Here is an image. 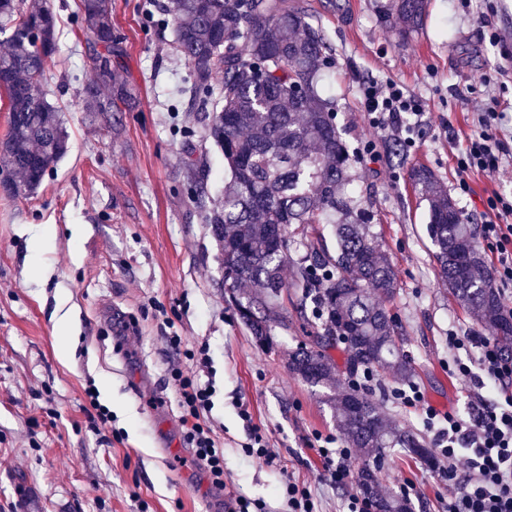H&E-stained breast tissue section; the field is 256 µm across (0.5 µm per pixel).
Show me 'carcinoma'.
Returning <instances> with one entry per match:
<instances>
[{
  "label": "carcinoma",
  "instance_id": "obj_1",
  "mask_svg": "<svg viewBox=\"0 0 512 512\" xmlns=\"http://www.w3.org/2000/svg\"><path fill=\"white\" fill-rule=\"evenodd\" d=\"M429 0H394L389 11L403 33L422 25ZM176 52L191 68L188 88L204 130L224 156L222 196L209 195V170L186 165L196 207L204 213L224 268L228 302L263 347L288 326L280 299L293 288L308 343L288 356L292 374L330 390L336 421L351 448L378 462L385 448H402L427 463L433 457L409 431L387 423L368 393L342 385L330 351L344 356L346 379L386 369L401 379L410 365L395 345L398 326L387 302L399 293L394 266L383 251L371 215L358 207L355 159L336 125V98L324 93L328 46L297 0H167ZM80 26L94 78L78 91L88 112H119L135 93L120 81L121 50L112 36L109 0H80ZM0 85L9 103V131L0 140V184L10 195L29 194L68 152L60 109L41 80L58 52L52 0H0ZM412 178L428 203L427 233L439 276L470 314L488 327L512 358V312L505 311L492 272L455 201L431 172ZM309 224H331L336 251L312 244L290 260ZM294 281L282 276L288 262ZM318 311L312 324L307 308ZM377 512H412L408 499L378 501Z\"/></svg>",
  "mask_w": 512,
  "mask_h": 512
}]
</instances>
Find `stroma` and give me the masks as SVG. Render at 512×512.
I'll list each match as a JSON object with an SVG mask.
<instances>
[{"label":"stroma","instance_id":"stroma-1","mask_svg":"<svg viewBox=\"0 0 512 512\" xmlns=\"http://www.w3.org/2000/svg\"><path fill=\"white\" fill-rule=\"evenodd\" d=\"M390 0H301L331 49L325 76L336 122L352 148L362 205L373 216L400 283L388 308L409 359V379L427 405L465 414L470 384L448 373V334L479 330L440 278L426 232L427 204L410 171L424 167L472 224L485 221L491 191L512 182L472 172L457 193L455 159L477 124L476 104L512 114V0H430L423 27L400 35ZM121 78L136 94L112 114L84 111L77 90L93 76L78 29L79 0H54L60 52L46 70L49 99L70 133L66 156L29 196L0 191V512H224L243 496L282 512L287 480L310 485L318 512H346L349 489L324 473L308 442L337 433L327 391L288 370L302 341L293 295L282 299L288 328L258 346L227 304L219 252L185 174L184 129L224 186V158L191 119L182 87L189 70L173 46V25L149 0H111ZM491 73L489 83L478 82ZM390 79L422 97L414 147L399 150L370 127L358 85ZM452 127L455 139L446 138ZM371 152H364L365 143ZM208 345L216 396L210 419L224 448L227 485L211 487L192 461L168 368L170 336ZM399 384L381 370L371 396L395 424L426 437L422 409L394 403ZM112 415L95 428L87 388ZM246 405L279 462L246 456ZM416 485L414 512H441L451 486L435 466L399 448L384 452L380 494Z\"/></svg>","mask_w":512,"mask_h":512}]
</instances>
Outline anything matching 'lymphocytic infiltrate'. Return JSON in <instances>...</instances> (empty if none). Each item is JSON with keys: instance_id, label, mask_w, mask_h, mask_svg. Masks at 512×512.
Returning <instances> with one entry per match:
<instances>
[{"instance_id": "1", "label": "lymphocytic infiltrate", "mask_w": 512, "mask_h": 512, "mask_svg": "<svg viewBox=\"0 0 512 512\" xmlns=\"http://www.w3.org/2000/svg\"><path fill=\"white\" fill-rule=\"evenodd\" d=\"M359 94L372 127L391 131L401 146L414 145L423 116L420 97L391 80L360 83ZM505 122V113H479L478 127L457 158L461 191L469 189L468 172L479 171L493 180L503 174ZM486 209L491 217L483 226V239L493 254L495 276L512 282V195L493 193ZM448 349L449 373L470 383L474 398L463 417L454 412L440 416L424 407L440 462L437 476L455 488L442 512H512V361L502 356L495 340L477 332L449 333ZM169 374L179 394L183 441L210 484L224 489V451L209 419L214 382L185 373L177 364ZM309 446L336 485L354 484L351 448L340 445L335 435L319 432Z\"/></svg>"}]
</instances>
